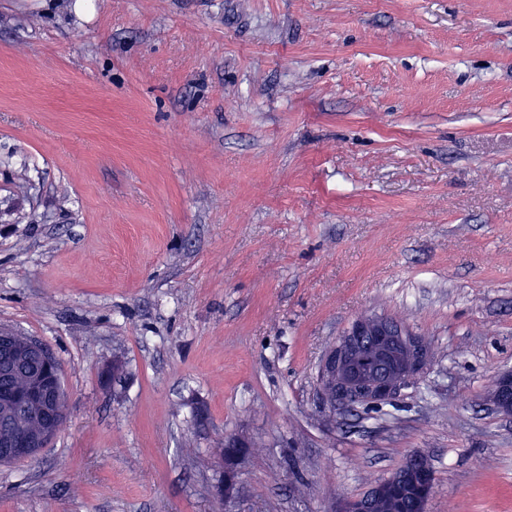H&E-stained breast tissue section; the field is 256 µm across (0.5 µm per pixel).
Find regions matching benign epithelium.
<instances>
[{"label":"benign epithelium","instance_id":"7a95c632","mask_svg":"<svg viewBox=\"0 0 512 512\" xmlns=\"http://www.w3.org/2000/svg\"><path fill=\"white\" fill-rule=\"evenodd\" d=\"M431 352L407 325L384 315L357 319L324 353L318 375L329 397V412L336 416L360 406H372L393 400L411 387L427 369ZM0 407L9 414L24 407L37 415L34 428L15 427L4 437L1 461L28 459L48 447L68 410L62 386L60 363L33 337H22L10 328L0 327ZM494 409L512 416V371L496 378ZM224 447L231 449L230 462L237 465L248 443L235 436L224 437ZM430 469L428 458L411 453L401 466L400 477L412 484ZM384 487L373 484L362 495L339 500L336 512H373Z\"/></svg>","mask_w":512,"mask_h":512}]
</instances>
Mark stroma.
I'll use <instances>...</instances> for the list:
<instances>
[{
    "instance_id": "35a3bbf8",
    "label": "stroma",
    "mask_w": 512,
    "mask_h": 512,
    "mask_svg": "<svg viewBox=\"0 0 512 512\" xmlns=\"http://www.w3.org/2000/svg\"><path fill=\"white\" fill-rule=\"evenodd\" d=\"M24 183L0 326L68 412L0 512H329L412 452L427 512H512V0H0V210ZM372 313L431 363L332 417ZM228 435L224 504L185 441ZM496 395L491 401L494 409L504 416H512V371L502 372L496 378ZM493 388L488 391L491 395L495 391ZM248 443L238 439L235 436L224 437V447L219 448L218 456L221 462L228 463V449L231 448L230 462H232L231 469L229 470V476L226 482H224V502H228L235 497L236 494V470L235 465L240 461L246 454L242 451H238L237 448H242L245 452L249 450Z\"/></svg>"
}]
</instances>
